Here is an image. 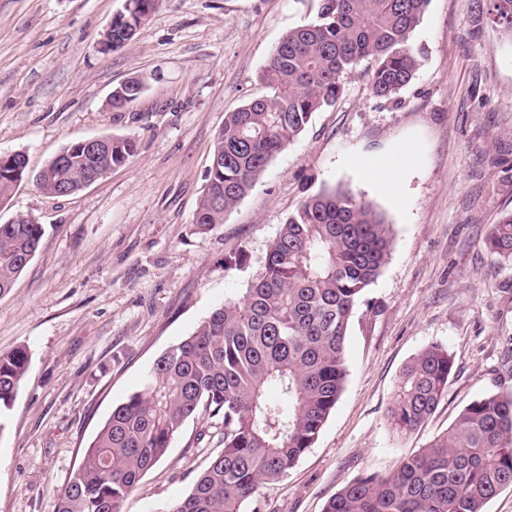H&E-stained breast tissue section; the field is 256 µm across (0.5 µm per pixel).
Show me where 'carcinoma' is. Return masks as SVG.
Wrapping results in <instances>:
<instances>
[{
	"instance_id": "cac0c4a2",
	"label": "carcinoma",
	"mask_w": 512,
	"mask_h": 512,
	"mask_svg": "<svg viewBox=\"0 0 512 512\" xmlns=\"http://www.w3.org/2000/svg\"><path fill=\"white\" fill-rule=\"evenodd\" d=\"M158 0H133L112 22V49L131 40ZM430 0H320L315 21L288 31L260 72L269 93L227 112L194 224H221L274 157L336 104L343 78L369 64L371 94L395 98L415 78L420 52L412 34ZM478 19L512 38V0H476ZM131 78L112 91V107L140 96ZM138 144L113 137L98 157L64 148L36 178L42 192L63 196L133 158ZM28 176L0 171V203ZM43 226L19 216L0 224V294L38 251ZM391 226L372 204L347 189L305 200L269 245L263 267L239 299H228L195 331L153 363L143 390L112 409L84 449L55 512H120V503L165 455L190 419L219 425L223 450L211 458L189 494L166 512H245L263 486L287 476L311 448L345 388L346 338L364 291L380 276ZM486 251L512 262V214L491 227ZM29 366L17 347L0 354V434ZM454 359L439 345L404 368L388 411L399 435L415 431L442 402ZM512 484V392L466 405L448 430L404 458L387 475L356 476L324 512H484Z\"/></svg>"
}]
</instances>
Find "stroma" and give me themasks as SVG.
<instances>
[{
    "label": "stroma",
    "instance_id": "35a3bbf8",
    "mask_svg": "<svg viewBox=\"0 0 512 512\" xmlns=\"http://www.w3.org/2000/svg\"><path fill=\"white\" fill-rule=\"evenodd\" d=\"M124 0H0V153L38 172L72 141L132 136L137 155L69 196L33 180L0 206L44 228L0 294V353L30 362L0 433V512H54L56 494L117 404L155 359L225 300L243 295L269 244L308 197L341 187L393 229L390 258L348 333L345 389L312 448L246 512H323L359 474L386 475L447 431L465 405L512 391V263L484 248L512 212V39L478 26L474 0H431L412 36L415 79L395 98L369 90L366 65L314 113L223 223L194 225L225 113L265 95L258 74L320 0H159L123 48L98 44ZM136 77L145 91L116 111ZM246 252L244 266L226 258ZM455 366L437 410L395 434L387 409L403 366L428 346ZM188 421L121 505L165 512L217 443ZM144 89L145 85L140 79H129L124 85H120L112 91V108H123L127 103L140 96Z\"/></svg>",
    "mask_w": 512,
    "mask_h": 512
}]
</instances>
